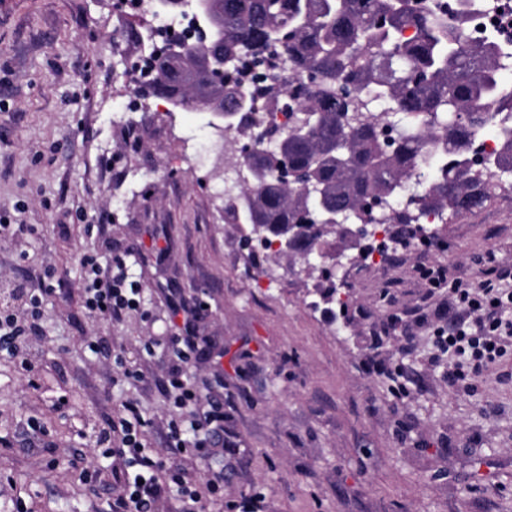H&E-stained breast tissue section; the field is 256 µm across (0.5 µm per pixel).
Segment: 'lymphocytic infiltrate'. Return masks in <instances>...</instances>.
I'll return each mask as SVG.
<instances>
[{"instance_id": "obj_1", "label": "lymphocytic infiltrate", "mask_w": 512, "mask_h": 512, "mask_svg": "<svg viewBox=\"0 0 512 512\" xmlns=\"http://www.w3.org/2000/svg\"><path fill=\"white\" fill-rule=\"evenodd\" d=\"M88 271L83 289L86 309L102 319L119 321L141 306L143 287L128 280L122 264H101L93 257H83ZM429 288L448 291V303L458 311L447 328L435 331L436 344L442 351L453 352L459 359L448 373L449 384L467 379L470 372H481L495 365L512 349V320L503 313L512 309V291L504 290L505 281L512 280V266L486 269L477 287L449 277L443 267L425 269ZM197 345L190 336L172 337L164 351L171 361L162 386L174 395L178 405L206 401L204 437H189L181 422L168 423V444L179 452L203 459L212 447L223 444L227 453H235L233 442L223 441L224 404L203 399L191 384L186 366ZM152 427L135 400H125L96 435L102 457L111 459L116 489L112 493L109 512H160V502L168 495H177L181 512H204V494L218 493L224 487V474L205 472L203 477L191 476L185 469L170 465L167 457L148 448L146 437Z\"/></svg>"}]
</instances>
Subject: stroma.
<instances>
[{
    "mask_svg": "<svg viewBox=\"0 0 512 512\" xmlns=\"http://www.w3.org/2000/svg\"><path fill=\"white\" fill-rule=\"evenodd\" d=\"M141 29L117 0H0V219L32 228L0 238V294L47 267L61 280L39 335L0 355V512H108L112 462L93 440L124 399L159 452L171 419L192 421L158 384L165 359L142 349L174 335L175 302L194 313L188 370L242 449H214L224 494L206 512L244 496L262 512H512V353L450 386L456 359L433 336L444 297L421 277L443 265L473 283L487 258L512 264V189L435 225L437 244L371 264L339 251L349 307L313 308L319 274L242 250L216 115L151 100L131 120ZM87 254L126 261L142 311L112 323L85 309ZM119 354L142 381L113 384Z\"/></svg>",
    "mask_w": 512,
    "mask_h": 512,
    "instance_id": "stroma-1",
    "label": "stroma"
}]
</instances>
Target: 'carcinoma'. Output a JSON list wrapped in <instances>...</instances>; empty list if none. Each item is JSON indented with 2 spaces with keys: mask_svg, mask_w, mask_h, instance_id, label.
Segmentation results:
<instances>
[{
  "mask_svg": "<svg viewBox=\"0 0 512 512\" xmlns=\"http://www.w3.org/2000/svg\"><path fill=\"white\" fill-rule=\"evenodd\" d=\"M210 36L169 67L153 60L144 86L173 107L206 100L248 138L246 177L225 208L246 225L244 248L315 269L336 226L441 224L479 209L512 175V41L475 36L482 0H196ZM230 60L208 69L207 53ZM285 105L288 127L255 129ZM386 105L385 111L375 106ZM406 124L385 139L393 115ZM495 131L497 154L470 153ZM428 181L420 193L411 181ZM376 199L382 208L365 204Z\"/></svg>",
  "mask_w": 512,
  "mask_h": 512,
  "instance_id": "carcinoma-1",
  "label": "carcinoma"
}]
</instances>
